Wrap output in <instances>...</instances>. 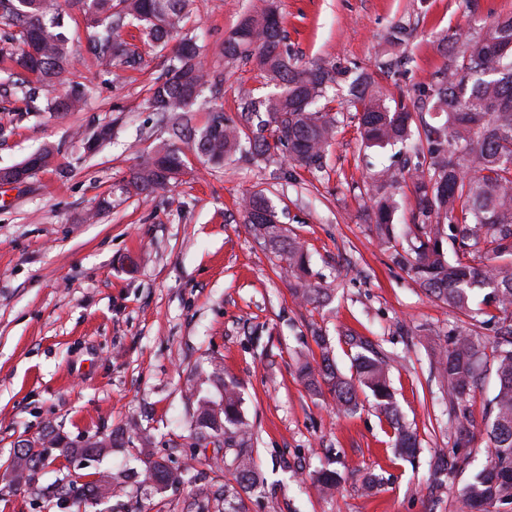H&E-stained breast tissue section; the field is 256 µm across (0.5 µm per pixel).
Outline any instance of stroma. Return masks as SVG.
I'll return each mask as SVG.
<instances>
[{"label":"stroma","instance_id":"stroma-1","mask_svg":"<svg viewBox=\"0 0 512 512\" xmlns=\"http://www.w3.org/2000/svg\"><path fill=\"white\" fill-rule=\"evenodd\" d=\"M263 0H192L185 30L201 47L227 117L242 97L262 98L275 85L252 65L224 55V40ZM289 51L301 61L335 67L328 108L338 118L322 170L295 168L285 156L217 167L190 160L178 182L152 195L119 186L143 158L168 140L166 118L149 104L150 88L168 68L171 49L145 43L138 30L121 36L141 55L127 68L90 49L83 17L66 11L74 63L72 86L87 100L79 112H51L45 98L26 109L8 67L17 42L0 36V168L51 146L54 164L20 185H0V469L19 440L53 426L71 439L116 434L94 462L50 450L31 484L0 483V512H224L233 476L189 437L195 403L188 379L219 400L205 381L224 371L242 397L252 429V457L264 484L242 493L244 512H456L467 474L429 479L430 462L457 447L448 389L430 367L449 329L469 318L429 296L413 273L396 265L410 251L407 226L418 214L412 185L398 191L395 235L383 240L368 217L371 177L416 163L405 145L366 147L358 118L343 100L360 73L387 94L417 101L451 57L444 36L512 16V0H275ZM412 36L386 43L395 24ZM103 126L112 138L88 152ZM257 189L273 201L289 237L309 258V283L329 289L328 303L297 297L280 275L278 257L245 224L240 202ZM112 205L100 209L103 198ZM330 342L338 369L352 375L344 334L367 337L389 359L390 384L403 422L418 437L410 463L395 455L390 429L368 390L347 414L326 392L308 390L297 372L319 356L314 336ZM496 387L481 375L469 406L475 424L471 470L489 449L483 432ZM154 443L141 448L136 433ZM164 458L179 483L158 490L144 481L146 454ZM344 474L334 497L317 493L322 468ZM381 484L368 492L366 474ZM115 476L111 495L83 508H61L65 482Z\"/></svg>","mask_w":512,"mask_h":512}]
</instances>
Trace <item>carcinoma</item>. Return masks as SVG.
Segmentation results:
<instances>
[{"instance_id":"cac0c4a2","label":"carcinoma","mask_w":512,"mask_h":512,"mask_svg":"<svg viewBox=\"0 0 512 512\" xmlns=\"http://www.w3.org/2000/svg\"><path fill=\"white\" fill-rule=\"evenodd\" d=\"M88 20L87 40L106 59L129 66L137 53L119 38L116 27L128 19L137 23L151 43L165 48L176 41L165 77L151 89L150 105L166 114L168 143L145 158L122 181L121 192L149 195L173 185L188 165V155L211 165H222L238 155L252 160H270L281 147L288 148L295 167L322 168L323 158L336 134L337 114L319 104L335 82V71L319 64H301L289 52L287 36L276 10L269 6L245 16L224 39V55L253 64L281 85V92L262 100L244 98L239 120L224 116V107L208 106L204 125L193 122L207 80L200 67V46L191 36L180 35L189 18L191 0H69ZM0 20L13 28L9 39L19 40L23 51L13 58L30 102L39 89L48 90L65 80L71 65L70 39L64 15L53 0H0ZM460 47L455 65L431 84L426 99L431 109L444 116L439 126L424 127V137L414 148L423 161L407 173L388 169L372 179L367 195L372 201V220L385 237L393 233L396 209L393 189L401 179L411 181L419 200L422 220L412 224L418 245L411 254L396 253L394 261L413 272L436 300L471 318L482 313L470 306L475 289H489L486 303L503 314L498 320L495 356L492 362L497 387L489 400L485 433L492 449L488 464L461 490L459 512H512V17L484 25L474 40L457 32L449 37ZM85 93L75 89L64 97L50 98L47 107L57 112L81 108ZM347 107L360 114L366 146H384L412 139L413 112L404 101L390 106L381 86L369 74L349 85ZM55 150L41 148L25 161L32 176L52 165ZM244 221L281 261L286 273L299 280L309 274L302 245L285 229L268 222L278 217L264 191L243 199ZM454 258H448L447 246ZM310 304L329 297L325 288L309 284L295 289ZM314 340L320 360L304 359L298 375L313 392L326 386L346 414L359 408L357 388H367L393 429L398 456L413 460L419 453L416 433L397 417L389 383V362L368 342L352 336L349 342L363 352L353 357L356 375H341L323 336ZM486 341L474 330L448 333V347L433 354V365L450 395L456 434L462 442L473 436L468 402L480 376ZM208 380L222 389L221 399L197 400L189 437L196 445L224 440V453H232L224 466L233 471L242 489H254L261 475L248 448L251 429L241 413V397L233 383L214 372ZM112 437H101L75 452L92 458L112 447ZM28 479H33L45 449L23 448ZM462 464L458 458L438 457L436 480L453 474ZM145 481L165 487L177 476L152 456L144 460ZM342 475L328 468L318 472L315 483L324 494L335 492ZM61 494L79 504L98 497L94 481H71Z\"/></svg>"}]
</instances>
